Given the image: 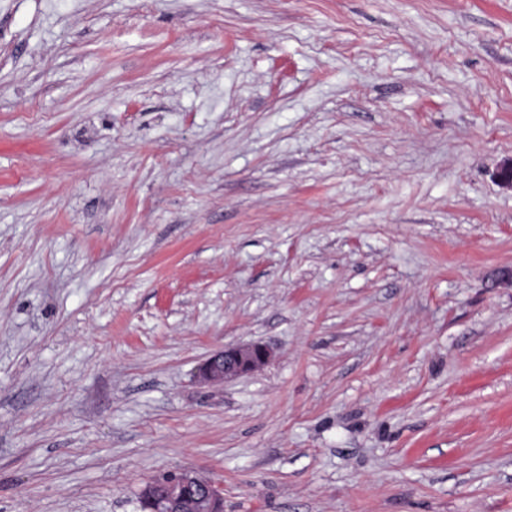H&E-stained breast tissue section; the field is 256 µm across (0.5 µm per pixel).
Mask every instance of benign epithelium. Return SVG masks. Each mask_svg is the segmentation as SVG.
<instances>
[{
    "instance_id": "7a95c632",
    "label": "benign epithelium",
    "mask_w": 512,
    "mask_h": 512,
    "mask_svg": "<svg viewBox=\"0 0 512 512\" xmlns=\"http://www.w3.org/2000/svg\"><path fill=\"white\" fill-rule=\"evenodd\" d=\"M270 350L247 343L217 351L197 369L202 383L222 382L266 366ZM141 500L150 512H224V489L195 471H181L147 485Z\"/></svg>"
}]
</instances>
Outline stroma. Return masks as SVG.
<instances>
[{"label": "stroma", "instance_id": "obj_1", "mask_svg": "<svg viewBox=\"0 0 512 512\" xmlns=\"http://www.w3.org/2000/svg\"><path fill=\"white\" fill-rule=\"evenodd\" d=\"M510 157L512 0H0V512H512ZM270 359V350L260 343L224 348L198 367L196 377L202 383L223 382L261 369ZM141 500L152 512H223L224 489L195 471H181L147 485ZM140 500V503H141Z\"/></svg>", "mask_w": 512, "mask_h": 512}]
</instances>
